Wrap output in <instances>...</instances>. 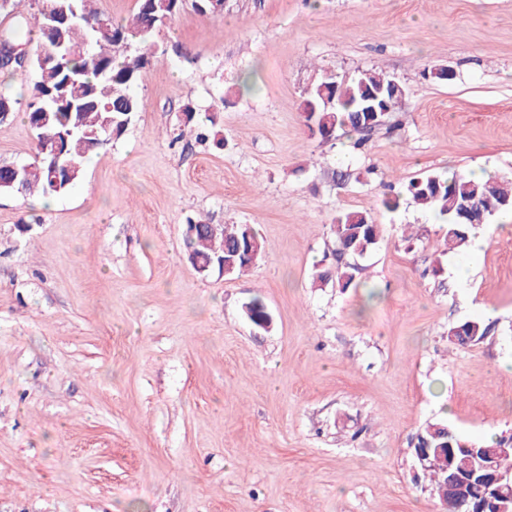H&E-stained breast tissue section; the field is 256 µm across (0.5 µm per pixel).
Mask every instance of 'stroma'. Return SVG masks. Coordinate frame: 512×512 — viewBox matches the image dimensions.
<instances>
[{
	"label": "stroma",
	"mask_w": 512,
	"mask_h": 512,
	"mask_svg": "<svg viewBox=\"0 0 512 512\" xmlns=\"http://www.w3.org/2000/svg\"><path fill=\"white\" fill-rule=\"evenodd\" d=\"M159 42L142 112L69 192H0V512H443L416 434H512V213L461 281L443 220L381 198L512 180V0H224ZM370 70L406 89L386 125L310 137L305 89ZM34 81L0 69V163L34 160ZM188 106L222 144L196 143ZM350 210L380 239L353 287H313ZM191 218L253 225L262 259L197 273ZM469 320L484 339L449 342ZM246 314L257 327L267 331L272 326V316L266 304L260 297L253 298L246 306Z\"/></svg>",
	"instance_id": "35a3bbf8"
}]
</instances>
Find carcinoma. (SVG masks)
Here are the masks:
<instances>
[{
    "instance_id": "obj_1",
    "label": "carcinoma",
    "mask_w": 512,
    "mask_h": 512,
    "mask_svg": "<svg viewBox=\"0 0 512 512\" xmlns=\"http://www.w3.org/2000/svg\"><path fill=\"white\" fill-rule=\"evenodd\" d=\"M94 0H68L70 19L64 24L52 22L34 0L30 17L19 18L13 27L0 32V46L21 53L31 46L33 32H38L37 49L55 55L47 65L34 55L36 70L33 101L28 119L36 133L35 160L14 168L0 163V191L44 196L67 193L81 178L83 158L96 140L121 136L143 109L134 87L143 71L152 65L159 51L157 38L186 0H137L138 10L130 25L115 24L93 8ZM393 79L383 71H370L353 80H321L305 90L302 112L311 135L323 141L335 138L336 131L348 130L363 136L375 126L366 123L360 106L370 89ZM57 155L42 152L43 141L62 134ZM405 194L415 203L435 211L447 221L448 229L441 254L468 246V227L485 223L495 213L512 207V180L494 176L476 177L468 172H454L445 177L430 173L409 181ZM462 203L471 206L470 217L455 223V212ZM196 232L184 236L188 253L201 258L235 255L236 264L226 275L241 274L245 262L260 261L263 246L250 224L224 225L218 232L197 220L189 221ZM335 237V270L316 273L315 283H328L345 290L355 281L359 267L356 259L365 256L379 239V225L367 212L347 211L336 216L332 226ZM246 314L257 327L267 331L272 316L264 301L253 298ZM487 327L479 321H466L448 329V340L461 346L479 342ZM473 440L457 435L448 425L427 424L417 435L415 447L430 454L438 449L472 448ZM432 490L445 505V512H470L456 491L457 466L447 469L429 465L424 469Z\"/></svg>"
}]
</instances>
